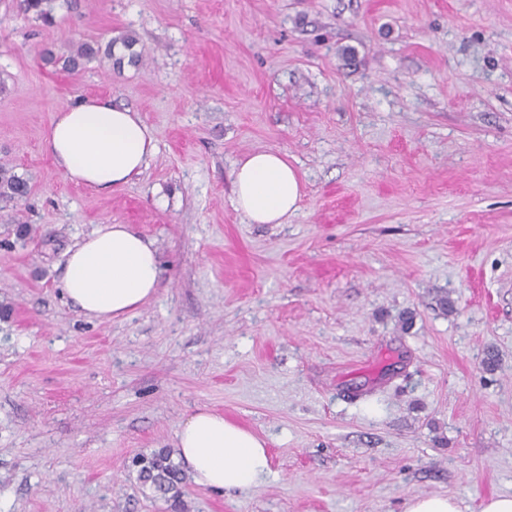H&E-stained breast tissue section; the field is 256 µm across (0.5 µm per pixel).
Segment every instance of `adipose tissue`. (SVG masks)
<instances>
[{"label":"adipose tissue","mask_w":512,"mask_h":512,"mask_svg":"<svg viewBox=\"0 0 512 512\" xmlns=\"http://www.w3.org/2000/svg\"><path fill=\"white\" fill-rule=\"evenodd\" d=\"M45 144L71 182L97 192L129 183L157 152L138 112L84 98L54 112ZM296 170L280 151H256L232 173L235 209L252 224H283L300 207ZM160 264L151 240L124 224H101L66 253L62 291L85 316L117 319L155 297ZM179 455L195 484L231 493L271 472L263 440L209 408H198L176 433Z\"/></svg>","instance_id":"adipose-tissue-1"}]
</instances>
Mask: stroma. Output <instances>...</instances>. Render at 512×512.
I'll return each mask as SVG.
<instances>
[{
  "label": "stroma",
  "mask_w": 512,
  "mask_h": 512,
  "mask_svg": "<svg viewBox=\"0 0 512 512\" xmlns=\"http://www.w3.org/2000/svg\"><path fill=\"white\" fill-rule=\"evenodd\" d=\"M126 34L143 61L120 71L41 57ZM91 97L158 142L107 194L45 146L52 113ZM263 149L301 179L284 224L232 203ZM0 164L30 187L0 197V512L512 495V0H75L50 26L0 0ZM101 224L150 239L161 284L92 322L61 280ZM201 407L264 439L271 473L161 499L134 459Z\"/></svg>",
  "instance_id": "stroma-1"
}]
</instances>
